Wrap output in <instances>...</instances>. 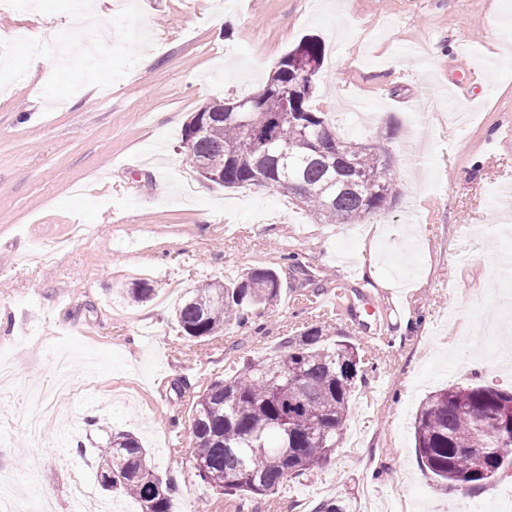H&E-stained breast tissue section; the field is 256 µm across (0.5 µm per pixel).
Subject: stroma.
Here are the masks:
<instances>
[{
  "label": "stroma",
  "instance_id": "1",
  "mask_svg": "<svg viewBox=\"0 0 512 512\" xmlns=\"http://www.w3.org/2000/svg\"><path fill=\"white\" fill-rule=\"evenodd\" d=\"M95 0L93 28L67 0L17 12L0 0V479L70 512L77 477L95 481L109 431L135 434L158 474L177 485L172 512H237L190 462L192 401L206 383L277 350L283 337L331 325L368 363L340 440L311 473L257 498L253 512H311L322 498L367 512H460L512 488V467L483 490L441 492L422 472L413 418L430 393L476 382L512 390L502 337L483 313L512 295V0ZM46 46L42 68L26 39ZM99 42L112 84L84 92V65L57 69L61 41ZM307 37L325 57L311 106L339 135L382 139L394 158L385 211L317 224L269 189H224L189 166L182 129L202 106L265 84ZM469 81L459 100L447 81ZM415 208L419 237L394 230ZM379 255L375 272L361 251ZM283 279L273 312L215 338L184 341L174 305L203 282L254 268ZM154 287L125 299L133 283ZM377 313L367 316L365 300ZM68 353L77 394L56 405L76 427L31 441L40 406ZM185 381L183 391L173 384Z\"/></svg>",
  "mask_w": 512,
  "mask_h": 512
}]
</instances>
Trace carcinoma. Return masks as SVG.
Masks as SVG:
<instances>
[{"mask_svg":"<svg viewBox=\"0 0 512 512\" xmlns=\"http://www.w3.org/2000/svg\"><path fill=\"white\" fill-rule=\"evenodd\" d=\"M324 58L317 39L301 41L279 61L262 92L240 98L245 112H227L218 100L194 113L182 132V148L194 170L225 188L254 186L293 196L321 224H345L385 210L392 188L386 151L368 140H350L310 108L313 92H292L314 80ZM231 146L240 156L228 157ZM353 162L367 182L345 184ZM277 271L255 268L233 282H209L174 308L188 340L216 337L245 324L278 301ZM359 348L311 325L286 336L278 351L248 362L230 376L208 382L194 402L191 433L202 452L195 467L212 488L246 502L274 494L284 481L316 468L336 447L350 397L362 376ZM512 436V391L485 384L449 386L431 393L414 419L415 450L433 485L481 490L489 474L512 463L489 456L475 469L469 449L497 448ZM112 477V489L132 497L140 512H171L172 482L156 474L148 450L125 431L99 449L96 477ZM312 512H351L343 499L318 501Z\"/></svg>","mask_w":512,"mask_h":512,"instance_id":"obj_1","label":"carcinoma"}]
</instances>
